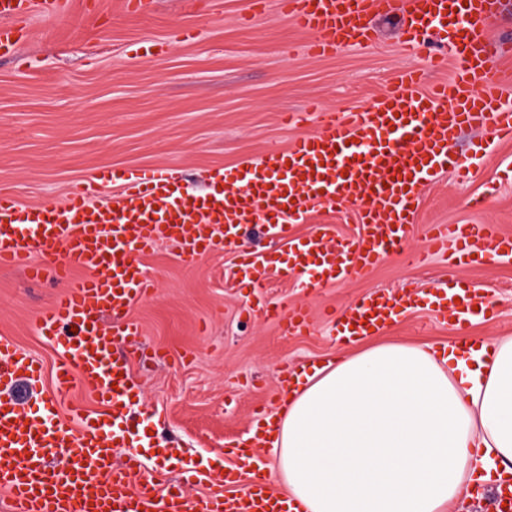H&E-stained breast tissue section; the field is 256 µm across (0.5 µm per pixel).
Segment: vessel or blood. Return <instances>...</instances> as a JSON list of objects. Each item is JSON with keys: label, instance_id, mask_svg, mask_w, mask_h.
<instances>
[{"label": "vessel or blood", "instance_id": "b4317fda", "mask_svg": "<svg viewBox=\"0 0 512 512\" xmlns=\"http://www.w3.org/2000/svg\"><path fill=\"white\" fill-rule=\"evenodd\" d=\"M59 0H0V57L13 56L27 37L26 20L50 16ZM498 0H281L292 21L313 36L308 50L317 56L373 39L371 18L398 19L405 47L428 42L441 46L455 67L449 81L425 86L421 71L409 70L367 110L324 112L315 132L284 149L268 150L255 163L228 175L209 176L204 193L189 189L176 168L104 169L66 201L33 205L0 195V268L23 270L30 279L52 275L62 286L41 309L37 335L55 345L61 359L54 391L41 403L23 408L0 399V492L6 512H290L286 496L259 478L258 456H240L228 467L187 463L192 482L207 492L189 497L184 485L145 473L144 448L178 456L169 444H151L138 429L145 419L136 406L140 386L130 361L116 356L122 343L139 345L141 328L130 317L152 281L135 257L158 242L180 243L184 261L215 249L235 255L238 284L262 287L270 274L306 277L307 287L325 288L353 275L368 274L386 256L407 250L422 191L448 171L462 181L471 163L488 149L471 145L470 159L453 156L465 130H484L512 140V106L503 102V84L489 79L497 57L484 22ZM352 211L361 231L335 237L318 228L302 241L288 227L306 222L317 207ZM246 224H263L287 242V255L265 258L240 243ZM429 243L450 253L464 267L475 253L512 256V236L496 225L435 224ZM413 308L410 294L376 289L351 301L336 323L338 334L353 341L382 331L398 307ZM495 302L475 288L465 305L449 310L435 297L432 312L452 317L457 336L467 338L472 313L487 316ZM245 317L263 315L296 336L310 328L305 309L288 311L253 302ZM43 368L28 352L0 337V383L23 378L40 381ZM80 385L107 409L93 419L82 406L62 419L57 406L72 385ZM122 464H114V457Z\"/></svg>", "mask_w": 512, "mask_h": 512}]
</instances>
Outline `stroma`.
Returning <instances> with one entry per match:
<instances>
[{
    "mask_svg": "<svg viewBox=\"0 0 512 512\" xmlns=\"http://www.w3.org/2000/svg\"><path fill=\"white\" fill-rule=\"evenodd\" d=\"M135 13L118 0H99L82 11L70 0L58 15L33 17L30 37L15 57L0 60V193L23 202H60L78 183L101 169L175 166L199 186L216 169L236 173L264 152L290 145L316 130L320 110L369 108L403 71L418 69L427 84L448 80L451 67L432 69L422 51L401 43L396 19L378 16L372 42L340 48L325 58L306 54L309 33L295 26L277 0L264 9L251 0H142ZM505 44L491 71L512 75V0H500L488 25ZM146 42L164 51L145 61L134 50ZM307 112L304 124L287 125L286 112ZM512 142L495 143L475 166L473 180L457 183L444 173L423 192L406 241L420 250L430 225L495 224L512 234ZM485 200L474 208L475 197ZM330 226L339 236H357L351 213L323 206L307 222L290 225L294 239ZM154 284L131 316L142 326L132 360L148 415L144 430L176 441L182 459L169 477L184 480V464L225 461L228 442L243 439L254 411L277 407L281 367L318 364L338 356L332 321L346 305L377 288L420 292L455 275L489 291L492 315L471 322L474 336H512V259L479 261L454 268L444 254L411 267L387 256L371 273L329 288L270 275L263 300L286 309L306 306L310 333L289 336L275 322L244 321L248 301L233 276L234 256L222 249L185 265L171 244L139 256ZM50 280L34 282L18 269H0V334L44 365L38 385L17 382L13 397L31 403L50 396L57 348L33 331L37 313L58 293ZM406 344L454 341L450 325L429 306L407 313L381 335ZM165 348L167 360L153 351Z\"/></svg>",
    "mask_w": 512,
    "mask_h": 512,
    "instance_id": "obj_1",
    "label": "stroma"
}]
</instances>
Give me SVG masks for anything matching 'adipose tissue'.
Listing matches in <instances>:
<instances>
[{
  "instance_id": "1",
  "label": "adipose tissue",
  "mask_w": 512,
  "mask_h": 512,
  "mask_svg": "<svg viewBox=\"0 0 512 512\" xmlns=\"http://www.w3.org/2000/svg\"><path fill=\"white\" fill-rule=\"evenodd\" d=\"M305 512H443L512 481V337L379 344L303 373L271 437Z\"/></svg>"
}]
</instances>
